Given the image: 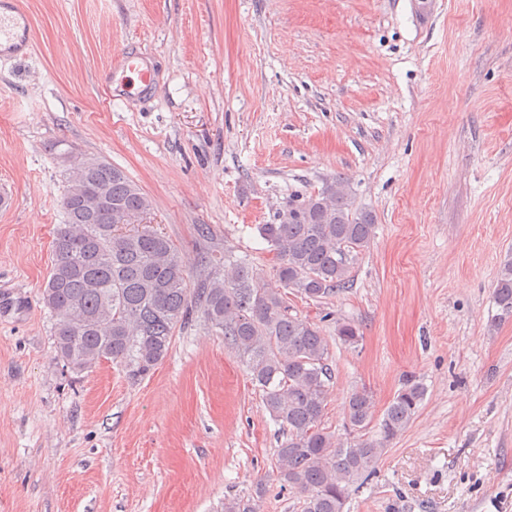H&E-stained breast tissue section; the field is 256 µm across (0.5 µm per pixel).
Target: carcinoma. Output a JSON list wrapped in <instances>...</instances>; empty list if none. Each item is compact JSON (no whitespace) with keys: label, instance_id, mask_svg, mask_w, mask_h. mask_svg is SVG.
I'll list each match as a JSON object with an SVG mask.
<instances>
[{"label":"carcinoma","instance_id":"1","mask_svg":"<svg viewBox=\"0 0 512 512\" xmlns=\"http://www.w3.org/2000/svg\"><path fill=\"white\" fill-rule=\"evenodd\" d=\"M152 202L124 170L89 156L67 168L43 302L55 318L58 359L82 373L102 360L148 375L167 355L175 332L197 317L220 331L246 365L272 420L282 429L277 476L296 489L301 512H345L352 492L376 469L387 447L414 421L423 383L408 380L374 419L370 392H352L347 416L353 441L321 427L332 381L328 340L316 323L293 313L291 296L317 301L349 286L353 264L375 236L374 216L355 206L349 179L283 205L258 225L278 258L262 283L247 257L200 258L204 277L190 284L177 245L146 222ZM493 301L512 314V257ZM353 347L359 329L336 324Z\"/></svg>","mask_w":512,"mask_h":512}]
</instances>
